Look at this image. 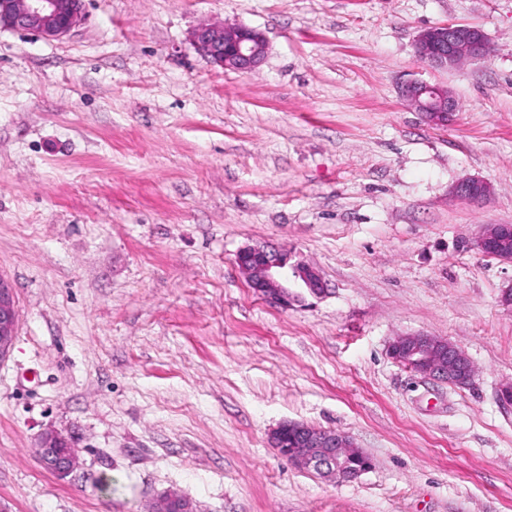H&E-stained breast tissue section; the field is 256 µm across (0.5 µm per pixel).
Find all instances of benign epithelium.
Returning a JSON list of instances; mask_svg holds the SVG:
<instances>
[{
	"label": "benign epithelium",
	"instance_id": "obj_1",
	"mask_svg": "<svg viewBox=\"0 0 512 512\" xmlns=\"http://www.w3.org/2000/svg\"><path fill=\"white\" fill-rule=\"evenodd\" d=\"M83 0H0V26L27 30L45 39L59 40L80 22ZM196 50L214 63L234 71L252 70L265 59L268 42L262 32L236 24H204L191 35ZM415 52L429 65L451 69L469 61L482 60L489 46L483 31L462 24H439L421 30L416 36ZM404 101L432 126H442L457 111L458 102L441 86L408 79L400 86ZM455 197L472 202L489 197L492 187L476 178L459 181ZM512 240V224H488L476 245L486 256L512 263V252L505 249ZM239 270L255 293L283 307L299 295L288 288L298 282L311 295L325 293L319 271L306 264L289 263L282 249L247 247L236 258ZM19 308L11 282L0 275V361L10 353L17 336ZM390 357L419 373L457 386L470 384L473 363L455 344L427 334L397 337L388 348ZM271 442L288 462L339 480L353 481L371 469V465L350 467L347 461L364 455L349 436L299 422H282L272 433ZM36 454L43 468L64 480L80 466L78 452L63 432L47 428L38 436ZM193 512V505L176 491L166 492L153 512Z\"/></svg>",
	"mask_w": 512,
	"mask_h": 512
}]
</instances>
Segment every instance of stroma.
Wrapping results in <instances>:
<instances>
[{"instance_id": "35a3bbf8", "label": "stroma", "mask_w": 512, "mask_h": 512, "mask_svg": "<svg viewBox=\"0 0 512 512\" xmlns=\"http://www.w3.org/2000/svg\"><path fill=\"white\" fill-rule=\"evenodd\" d=\"M62 40L0 26V274L20 309L0 362V512H512V0H84ZM263 32L248 72L194 29ZM464 23L489 54L415 55ZM415 78L459 103L428 125ZM491 196H453L464 178ZM271 245L327 284L283 307L236 265ZM463 348L465 387L395 362V337ZM346 433L352 482L280 457L284 421ZM82 460L40 464L45 427ZM414 47L420 59L442 69L458 68L465 62L482 60L489 51L481 29L452 23L421 30ZM512 240V224H487L478 236L476 245L486 256L512 263V253L505 249Z\"/></svg>"}]
</instances>
